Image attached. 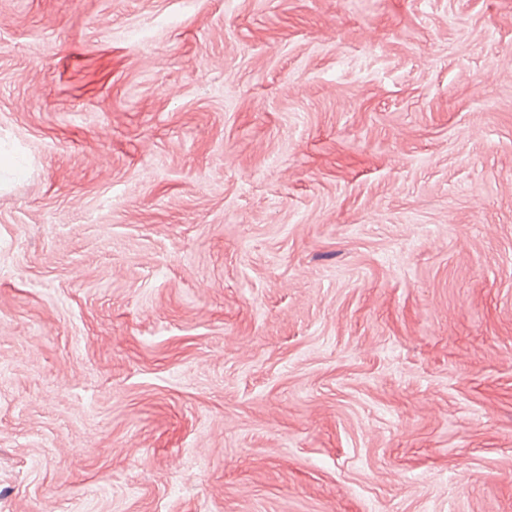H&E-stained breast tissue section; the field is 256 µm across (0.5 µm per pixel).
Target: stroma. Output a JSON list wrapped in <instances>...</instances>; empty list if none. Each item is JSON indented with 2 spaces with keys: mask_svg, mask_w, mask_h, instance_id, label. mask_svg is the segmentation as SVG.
Instances as JSON below:
<instances>
[{
  "mask_svg": "<svg viewBox=\"0 0 512 512\" xmlns=\"http://www.w3.org/2000/svg\"><path fill=\"white\" fill-rule=\"evenodd\" d=\"M0 512H512V0H0Z\"/></svg>",
  "mask_w": 512,
  "mask_h": 512,
  "instance_id": "obj_1",
  "label": "stroma"
}]
</instances>
